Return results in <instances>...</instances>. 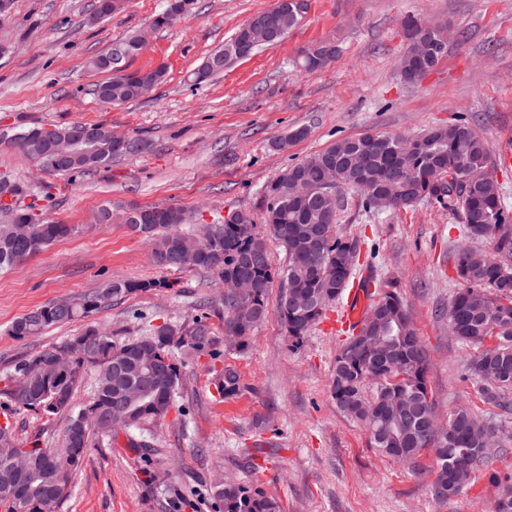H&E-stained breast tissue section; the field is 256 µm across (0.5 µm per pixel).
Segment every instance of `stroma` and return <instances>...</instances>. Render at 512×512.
<instances>
[{"label":"stroma","instance_id":"stroma-1","mask_svg":"<svg viewBox=\"0 0 512 512\" xmlns=\"http://www.w3.org/2000/svg\"><path fill=\"white\" fill-rule=\"evenodd\" d=\"M277 0H193L173 26L148 30L169 0H122L111 18L92 21L96 0H15L0 25L13 51L0 59V134L16 126L102 124L142 142L140 151L78 177L38 171L17 145H0V173L30 183L48 217L77 225L14 270L0 275V388L22 357L96 326L125 341L163 322L189 332L205 322L213 340L176 357L181 380L175 414L153 424L152 448L136 453L125 438H92L70 497L54 512H222L215 491L235 479L275 498L281 512H494L497 488L484 473L469 489L435 500L431 450L404 467L370 448L366 430L338 411L331 369L342 343L328 311L301 345L285 335L276 312L251 338L247 353L225 341L224 291L199 269H163L126 225L98 224L102 205H171L186 210L196 233L213 215L258 212L260 187L291 164L366 131L417 135L462 116L472 119L497 164L494 175L512 206V0H308L299 24L224 75L196 84L194 72L237 27ZM449 23L448 54L419 83L404 82L397 62L401 22ZM148 31L135 71L165 67L147 97L121 106L92 93L102 81L91 58L118 40ZM334 39L340 54L313 73L296 62L303 50ZM307 136L288 149L273 141L297 128ZM340 230L358 237L372 286L397 281L428 356L427 385L440 419L464 406L506 433L486 467L512 476V410L482 397L466 365L480 347L448 334V304L461 283L453 256L468 238L460 210L421 203L406 211L367 212L356 189L344 190ZM167 281L81 320L19 339L8 328L31 309L79 299L108 281ZM233 365L242 388L221 398L217 371ZM21 440H61L66 418L16 408L0 395V422Z\"/></svg>","mask_w":512,"mask_h":512}]
</instances>
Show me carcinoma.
<instances>
[{"mask_svg":"<svg viewBox=\"0 0 512 512\" xmlns=\"http://www.w3.org/2000/svg\"><path fill=\"white\" fill-rule=\"evenodd\" d=\"M191 0H174L154 15L153 24L169 27L188 11ZM305 0H278L276 10H264L237 28L224 46L211 53L195 75L211 80L246 59L239 54L240 36L250 28L261 34L267 22L275 23L280 42L299 21ZM447 25H424L409 17L403 22L407 47L398 61L403 79L418 83L448 53L443 48ZM142 52L138 35L131 34L107 52L90 61L99 72L114 74L106 103L122 105L149 94L135 74L124 73L126 63ZM339 55L333 41H320L302 51L298 60L307 72L326 68ZM41 126H20L10 142L19 146L44 173L80 176L88 169L75 162L49 170L41 157L34 135ZM456 166L464 176H475L467 185L445 180L434 170ZM492 151L481 134L466 120L440 124L410 138L365 132L331 144L323 151L288 167V171L264 183L259 191L262 224L284 248L288 263L275 268L264 237L250 211H232L210 224V239L203 244L179 231L187 220L177 207L154 205V213L144 216L133 207L113 217L123 220L151 246L155 263L166 269L194 268L210 272L216 284L244 276L252 284L247 292L224 296V332L236 340L244 354L251 336L269 313L270 288L279 284L277 314L294 345H299L338 300L353 275L346 255L359 257L358 242L344 236L339 228L340 213L321 203L328 176L334 188L360 187L361 204L379 212L380 194L394 197L392 210H407L425 201L460 208L465 234L470 239H490L498 257L471 246L460 248L454 257L463 287L452 295L448 316L456 339L476 344L495 336V346L483 350L467 364V371L480 386L484 398L508 407L512 390V267L505 258L512 255V210L501 197L499 183L491 173ZM302 177L308 193L294 196L290 181ZM30 196L27 184L0 175V274L38 255L62 238L77 232L73 224L56 221L36 212L35 204H24ZM164 281H112L66 306L49 302L13 322L9 333L17 338L42 335L47 329L89 316L129 294L167 288ZM497 299L489 308L479 296ZM380 305L366 336L358 342L345 339L332 367V399L344 417L360 423L367 431L370 446L402 465H413L426 448L435 449V482L445 485V493H433L448 500L457 493L448 487V468L484 466L491 448L488 440L503 429L484 424L465 407L448 415L447 432L437 433L429 422L433 406L427 386L428 357L417 336L408 305L391 281L377 292ZM211 342L203 324L187 335L167 323L153 324L134 340L116 342L112 335L88 327L60 346L45 347L13 367L5 376L9 384L0 395L11 403L43 415L67 414L62 443L44 448L39 440L26 443L27 467L18 471L0 462V512H53L70 493L71 482L88 456L90 434L112 439L123 433L134 451L153 447L149 425L167 416L174 408L180 374L174 353L185 348L201 349ZM149 350L161 366L150 387L140 384L147 366L142 352ZM68 353L65 368L55 365L57 352ZM96 373L91 401L81 407L76 402L79 386L87 370ZM241 389L240 375L224 366L217 391L230 398ZM499 488L496 512H512V479L489 476ZM217 496L224 512H279L275 500L263 490L227 481Z\"/></svg>","mask_w":512,"mask_h":512,"instance_id":"1","label":"carcinoma"}]
</instances>
